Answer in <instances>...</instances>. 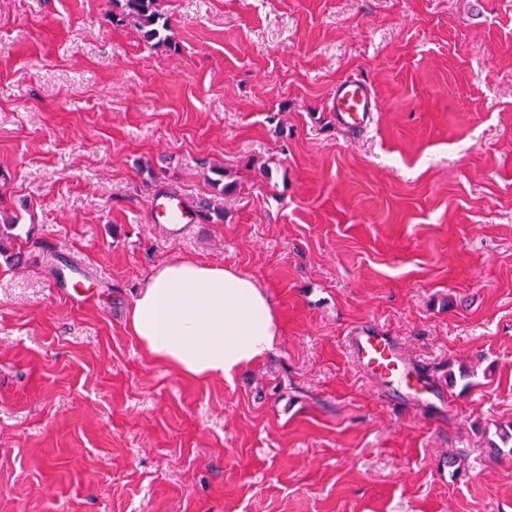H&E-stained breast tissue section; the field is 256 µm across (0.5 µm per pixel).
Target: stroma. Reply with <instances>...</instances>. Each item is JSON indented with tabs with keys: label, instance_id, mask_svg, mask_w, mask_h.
<instances>
[{
	"label": "stroma",
	"instance_id": "1",
	"mask_svg": "<svg viewBox=\"0 0 512 512\" xmlns=\"http://www.w3.org/2000/svg\"><path fill=\"white\" fill-rule=\"evenodd\" d=\"M111 9L0 0V210L32 232L0 256V512H512V0H160L173 50ZM171 193L225 218L172 233ZM180 258L278 310L233 382L128 326ZM363 322L439 399L362 381ZM330 108L335 112L336 124L361 133L379 112V104L370 84L360 78L348 77L336 84L330 94ZM151 208L157 219H161L167 224L179 225L180 230L191 223V217L184 209L180 198L175 195L153 198Z\"/></svg>",
	"mask_w": 512,
	"mask_h": 512
}]
</instances>
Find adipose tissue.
Instances as JSON below:
<instances>
[{"mask_svg": "<svg viewBox=\"0 0 512 512\" xmlns=\"http://www.w3.org/2000/svg\"><path fill=\"white\" fill-rule=\"evenodd\" d=\"M129 326L148 358L199 383L232 380L267 357L279 334L275 307L255 279L194 260L151 274Z\"/></svg>", "mask_w": 512, "mask_h": 512, "instance_id": "adipose-tissue-1", "label": "adipose tissue"}]
</instances>
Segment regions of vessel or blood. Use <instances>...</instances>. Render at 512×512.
I'll use <instances>...</instances> for the list:
<instances>
[{
	"label": "vessel or blood",
	"mask_w": 512,
	"mask_h": 512,
	"mask_svg": "<svg viewBox=\"0 0 512 512\" xmlns=\"http://www.w3.org/2000/svg\"><path fill=\"white\" fill-rule=\"evenodd\" d=\"M331 110L336 123L355 133L367 129L379 104L370 84L363 79L349 77L336 84L330 94ZM156 218L168 224L187 226L191 222L179 197L161 196L151 202ZM353 362L368 382H378L399 391L406 399L423 406L430 392L422 375L409 365L393 340L370 325L357 326L347 338Z\"/></svg>",
	"instance_id": "b4317fda"
}]
</instances>
